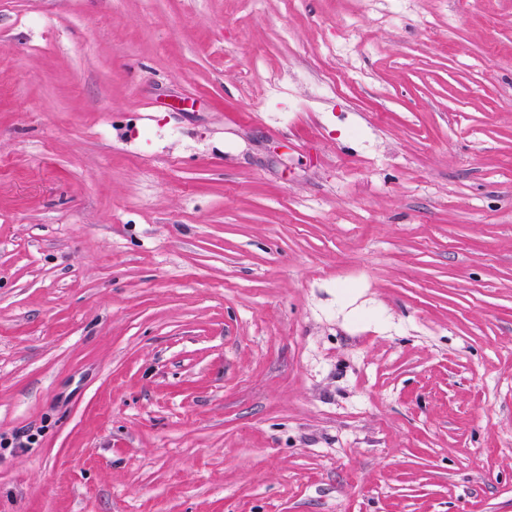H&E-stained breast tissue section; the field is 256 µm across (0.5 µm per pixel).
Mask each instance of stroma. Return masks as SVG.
Returning <instances> with one entry per match:
<instances>
[{
  "label": "stroma",
  "instance_id": "stroma-1",
  "mask_svg": "<svg viewBox=\"0 0 512 512\" xmlns=\"http://www.w3.org/2000/svg\"><path fill=\"white\" fill-rule=\"evenodd\" d=\"M0 512H512V0H0Z\"/></svg>",
  "mask_w": 512,
  "mask_h": 512
}]
</instances>
